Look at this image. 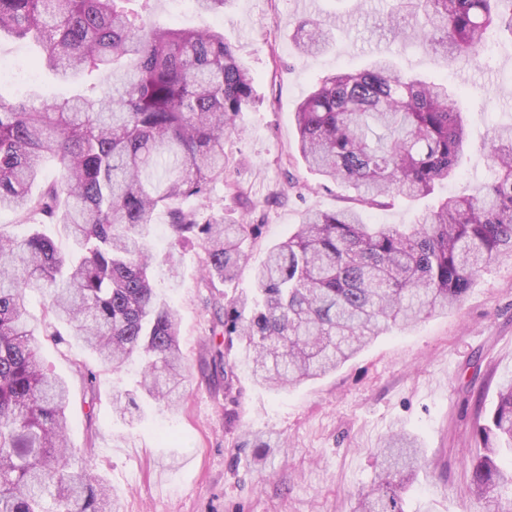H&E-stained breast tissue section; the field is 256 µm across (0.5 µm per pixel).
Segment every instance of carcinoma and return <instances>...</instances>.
<instances>
[{"label":"carcinoma","instance_id":"1","mask_svg":"<svg viewBox=\"0 0 512 512\" xmlns=\"http://www.w3.org/2000/svg\"><path fill=\"white\" fill-rule=\"evenodd\" d=\"M138 8L130 7L131 2ZM232 0H193L218 14ZM152 0H0V35L34 41L38 63L107 89L58 101L0 99V210L32 224L0 232V512H108L103 480L73 468L69 387L43 365L40 337L55 324L120 370L141 363L138 390L169 410L183 374L176 310L155 267L177 265V246L199 240L209 279L232 280L258 224L185 211L224 180V136L256 101L254 77L216 28L150 23ZM393 36L445 62L482 60L512 38V0H388ZM337 26L301 19L296 50L325 52ZM298 151L315 174L351 189L368 208L418 201L461 175L467 115L448 84L403 73L382 57L322 77L294 112ZM491 175L476 194L447 196L414 224H367L355 208L311 211L253 269L255 288L224 308V348L239 347L253 380L279 391L336 369L389 328L448 310L480 271L512 258V124L490 139ZM168 210L174 248L157 257L150 233ZM63 225V253L35 225ZM41 290L50 320L32 324L27 294ZM116 416H134L130 393ZM478 401L466 492L512 512V378L488 415ZM356 512H407L422 460L416 440L392 435Z\"/></svg>","mask_w":512,"mask_h":512}]
</instances>
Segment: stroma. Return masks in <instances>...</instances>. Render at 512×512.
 <instances>
[{
  "label": "stroma",
  "instance_id": "35a3bbf8",
  "mask_svg": "<svg viewBox=\"0 0 512 512\" xmlns=\"http://www.w3.org/2000/svg\"><path fill=\"white\" fill-rule=\"evenodd\" d=\"M385 0H233L224 14L193 4L155 0L151 21L188 28L220 27L250 67L257 103L226 136L224 151L242 160L204 202L225 221L259 225L248 264L228 282L206 280L198 242L177 248L175 271L156 270L157 286L175 306L187 378L179 410L143 404L142 419L112 413V393L135 391L134 372L94 365L87 383L76 370L85 354L45 342V366L70 388L68 436L87 451L93 475L108 480L120 512H354L371 482L383 440L398 432L417 439L425 463L409 492V512H490L463 491L465 456L476 450V399L493 406L497 386L512 377V260L491 262L448 313L389 329L327 375L281 392L256 384L244 366L233 379L212 368L224 340L217 319L253 286L252 269L269 247L288 237L309 211L353 206V194L324 182L297 152L294 112L323 76L364 68L384 53L399 69L446 78L469 115L468 147L452 193L473 191L489 174L495 127L512 124V38L501 37L474 65H443L428 50L393 38ZM336 18L333 45L299 55L291 34L297 19ZM36 48L0 38V99L69 97L74 87L33 64ZM245 194L235 197L230 184Z\"/></svg>",
  "mask_w": 512,
  "mask_h": 512
}]
</instances>
